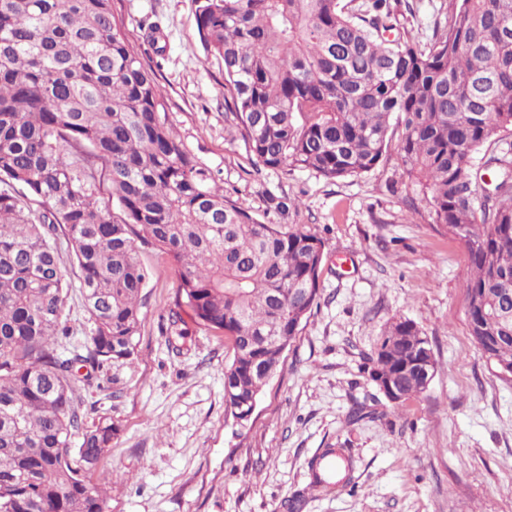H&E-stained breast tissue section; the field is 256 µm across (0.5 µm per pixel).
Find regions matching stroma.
I'll return each mask as SVG.
<instances>
[{
    "label": "stroma",
    "mask_w": 512,
    "mask_h": 512,
    "mask_svg": "<svg viewBox=\"0 0 512 512\" xmlns=\"http://www.w3.org/2000/svg\"><path fill=\"white\" fill-rule=\"evenodd\" d=\"M114 4L166 94L169 123L225 194L261 221L310 226L327 257L318 307L240 427L224 414L229 341L193 324L169 332L178 280L165 254L140 249L150 277L133 362L81 392L86 423L106 416L120 427L98 468L113 478L109 512H289L295 498L299 512H512V381L469 336L468 253L438 231L418 187L395 175L393 158L336 181L257 169L224 121V67L201 45L194 0ZM294 198L298 207L275 210ZM400 318L426 334L436 372L395 409L368 359ZM325 448L346 449L354 470L348 485L317 491L310 463Z\"/></svg>",
    "instance_id": "obj_1"
}]
</instances>
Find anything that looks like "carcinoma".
<instances>
[{"label":"carcinoma","mask_w":512,"mask_h":512,"mask_svg":"<svg viewBox=\"0 0 512 512\" xmlns=\"http://www.w3.org/2000/svg\"><path fill=\"white\" fill-rule=\"evenodd\" d=\"M352 2L196 0L200 41L224 63V119L264 168L337 180L396 154L469 254L473 342L492 340L491 371L512 367V0H449L424 41L396 0ZM166 112L113 0H0V512H106L108 478L94 474L120 428L85 426L79 390L136 353L138 246L178 278L170 324L188 310L230 340L228 419L259 400L318 306L324 240L224 195ZM62 238L92 324L71 358ZM428 348L410 320L385 328L368 374L393 380L394 405L425 391L413 363ZM333 466L344 474L352 458L324 449L313 485Z\"/></svg>","instance_id":"carcinoma-1"}]
</instances>
